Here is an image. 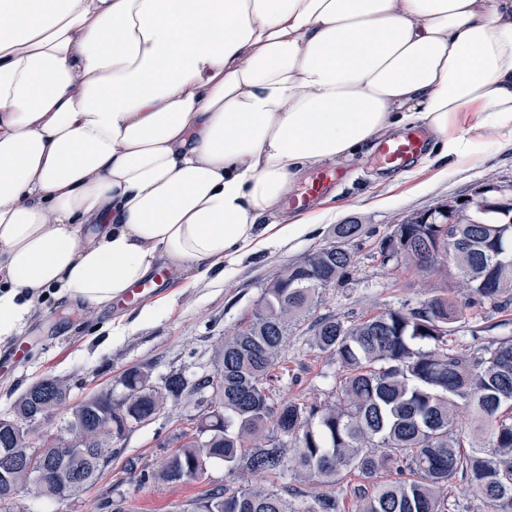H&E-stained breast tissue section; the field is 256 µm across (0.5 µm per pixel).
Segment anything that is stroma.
<instances>
[{
  "label": "stroma",
  "instance_id": "1",
  "mask_svg": "<svg viewBox=\"0 0 512 512\" xmlns=\"http://www.w3.org/2000/svg\"><path fill=\"white\" fill-rule=\"evenodd\" d=\"M340 168L346 179L307 213L303 236L228 266L220 284L176 278L162 295L161 308L151 322L107 336L99 332L112 320L107 308L65 306L51 298L37 305L19 336L27 347V359L12 372L0 373V415L9 413L17 396L38 378L68 379L71 392L66 408L43 421L31 436L36 448L60 445L69 437L72 407L102 390L121 394L120 380L128 368L146 369L158 389L173 370L185 371L193 379L211 374L225 330L249 320L262 288L279 269L333 242L332 229L337 224L361 225L363 233L347 244L354 255L348 281L324 291L318 314L357 322L391 308L416 306L433 296L432 276L382 264L377 255L380 239L411 213L450 196L469 197L478 185L491 183L512 192V143L487 142L476 159L449 166L444 174L420 164L403 173L393 172L382 168L377 151L369 149ZM501 336H512V310H489L466 321L448 343L478 349ZM309 339L306 326L293 329L271 372L269 388L281 399L323 403L334 398L338 366L312 348ZM206 409L200 394L168 401L152 420L113 442L111 463L79 495L36 502L21 491L0 512H111L117 500L126 512H197L212 488L257 483V476L248 472L229 474L220 461L210 462L203 479L189 484L140 482L141 474L153 471L177 449L181 437L196 432ZM395 477L392 471L373 479L353 476L329 488L314 481L299 482L287 474L267 478L266 483L294 500L303 512L314 497L327 492L338 498L341 512H352L360 491Z\"/></svg>",
  "mask_w": 512,
  "mask_h": 512
}]
</instances>
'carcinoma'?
<instances>
[{"instance_id": "obj_1", "label": "carcinoma", "mask_w": 512, "mask_h": 512, "mask_svg": "<svg viewBox=\"0 0 512 512\" xmlns=\"http://www.w3.org/2000/svg\"><path fill=\"white\" fill-rule=\"evenodd\" d=\"M429 212L454 224L441 235L409 215L396 225L404 230L402 254L379 249L386 262L412 261L436 277L440 294L360 322L329 314L309 323L312 344L340 369L334 401L276 400L265 381L293 327L311 315L323 291L350 274L353 254L345 244L361 236L360 224L336 225V241L281 269L261 290L249 323L224 334L214 374L190 387L192 394L208 393L212 407L200 428L204 439L180 446L151 479L195 482L212 460L231 473L291 472L325 485L395 469L403 478L360 494L354 512H448L459 478L493 512H512V336L477 350L448 347L467 311L512 307V207L491 211L472 196L463 204L442 200ZM428 243L445 254L453 247V272L422 260ZM455 288L468 298L456 299ZM121 384V398L109 390L75 407L72 438L46 457L40 477L23 465L31 433L67 403L71 385L49 376L28 387L0 421V502L21 488L36 501L80 493L112 460V439L185 395L178 371L165 377L161 391L140 367L126 370ZM461 408L474 414L468 428L459 426ZM200 509L298 512L276 491L252 485L211 489ZM310 512H339V504L323 494Z\"/></svg>"}]
</instances>
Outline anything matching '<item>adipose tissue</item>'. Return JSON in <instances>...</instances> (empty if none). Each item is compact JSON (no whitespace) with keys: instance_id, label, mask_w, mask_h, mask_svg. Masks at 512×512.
Wrapping results in <instances>:
<instances>
[{"instance_id":"1","label":"adipose tissue","mask_w":512,"mask_h":512,"mask_svg":"<svg viewBox=\"0 0 512 512\" xmlns=\"http://www.w3.org/2000/svg\"><path fill=\"white\" fill-rule=\"evenodd\" d=\"M422 125L512 140V0H0V344L57 295L306 231L303 174Z\"/></svg>"}]
</instances>
